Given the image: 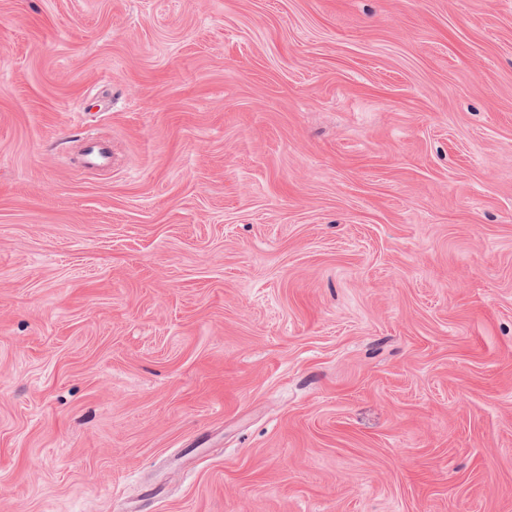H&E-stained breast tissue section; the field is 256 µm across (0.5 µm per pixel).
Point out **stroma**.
Wrapping results in <instances>:
<instances>
[{"label":"stroma","mask_w":512,"mask_h":512,"mask_svg":"<svg viewBox=\"0 0 512 512\" xmlns=\"http://www.w3.org/2000/svg\"><path fill=\"white\" fill-rule=\"evenodd\" d=\"M0 512H512V0H0ZM84 167L88 170H96L110 164L108 149L97 141L95 136L89 135L85 139Z\"/></svg>","instance_id":"1"}]
</instances>
